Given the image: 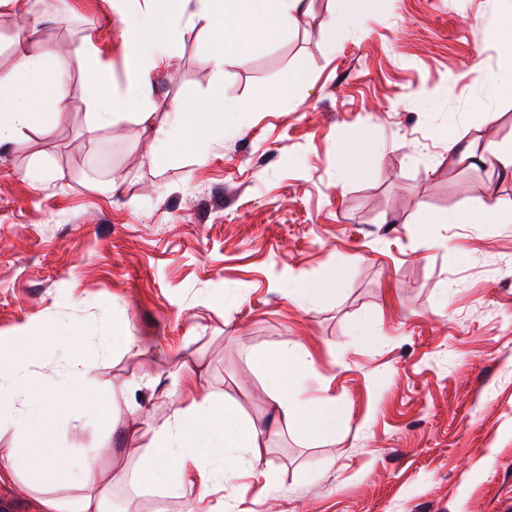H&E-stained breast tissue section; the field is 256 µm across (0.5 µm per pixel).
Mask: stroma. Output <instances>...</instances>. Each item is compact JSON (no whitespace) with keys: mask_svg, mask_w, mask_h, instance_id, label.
<instances>
[{"mask_svg":"<svg viewBox=\"0 0 512 512\" xmlns=\"http://www.w3.org/2000/svg\"><path fill=\"white\" fill-rule=\"evenodd\" d=\"M500 6L366 0L337 28V0H306L288 39L268 35L220 74L202 64L207 35L189 31L153 99L222 95L243 110L202 156L164 160L134 117L87 134L78 49L91 39L125 84L118 0L0 8V70L33 25L40 44L71 49L65 116L0 146V345L21 349L48 393L61 384L60 328L96 339L123 321L144 340L134 355L97 353L86 399H111V421L87 405L22 434L5 417L0 454L71 449L66 488L96 448L121 512H189L196 486L163 497L121 478L141 444L130 406L165 420L187 364L200 392L268 431L265 474L234 475L204 512H512V224L436 221L512 207V177L480 161L488 138L512 142V91L483 78L502 64L486 38ZM290 71L301 80L286 91ZM346 144L379 153L343 183ZM336 267L335 293L302 307L286 297ZM293 341L314 359L307 396L343 411L331 439L286 424L248 362ZM122 381L133 387L121 394Z\"/></svg>","mask_w":512,"mask_h":512,"instance_id":"stroma-1","label":"stroma"}]
</instances>
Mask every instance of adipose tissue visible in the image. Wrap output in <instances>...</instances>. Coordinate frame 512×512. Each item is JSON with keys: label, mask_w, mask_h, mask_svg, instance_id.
Returning a JSON list of instances; mask_svg holds the SVG:
<instances>
[{"label": "adipose tissue", "mask_w": 512, "mask_h": 512, "mask_svg": "<svg viewBox=\"0 0 512 512\" xmlns=\"http://www.w3.org/2000/svg\"><path fill=\"white\" fill-rule=\"evenodd\" d=\"M302 0H125L131 15L126 38L129 85L115 94L112 75L96 56L92 42H84L82 54L88 81L91 123L89 132L112 126L119 111L141 110V121H149L145 108L151 105V76L162 70L176 42L187 30L200 28L212 42L202 63L213 72L224 70L225 61L263 41L268 33L288 38L297 20ZM37 29H29L13 43V64L0 71V145L23 136L42 117V101L35 90L42 83L51 87L50 104L55 116L68 109V73L61 61L63 50L38 49ZM237 101L216 105L205 99L194 105L172 102L167 106L168 125L150 128L154 158L169 154L172 143L182 149L195 148L215 130L224 126L225 115L240 111ZM61 355L62 392L37 394L29 389L27 377L16 371L8 357H0V405L20 404L14 416L18 430L37 425L51 426L79 407L81 392L91 379V362L85 350L91 342L74 329L64 332ZM251 363L267 379L269 393L286 420L294 421L310 438L332 437L339 424L336 402L329 397L304 399V382L313 366L312 355L301 345L283 347L277 358L255 353ZM150 440L139 453L134 469L136 482L145 488L160 487L175 495L188 469L198 476V496L206 498L211 489L223 485L228 473L256 471L262 461L261 448L266 431L234 410L218 406L204 394L187 405L176 406L162 423L146 424ZM74 465L69 453L35 456L25 449H13L0 461V482H14L35 494L36 512H110L107 492L112 481L93 458H84L72 493H62L58 476Z\"/></svg>", "instance_id": "adipose-tissue-1"}]
</instances>
